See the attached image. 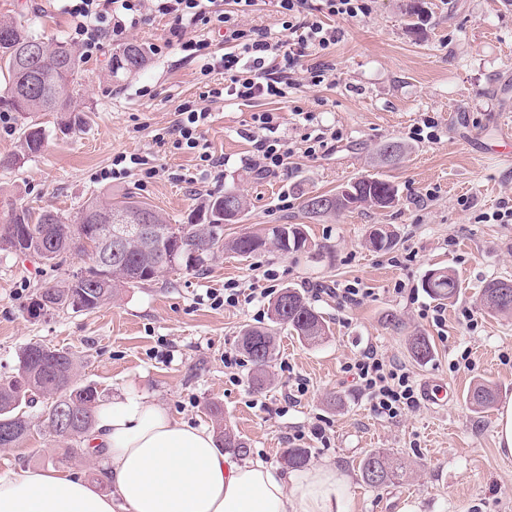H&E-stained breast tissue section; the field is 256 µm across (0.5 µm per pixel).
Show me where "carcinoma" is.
<instances>
[{"label":"carcinoma","instance_id":"cac0c4a2","mask_svg":"<svg viewBox=\"0 0 512 512\" xmlns=\"http://www.w3.org/2000/svg\"><path fill=\"white\" fill-rule=\"evenodd\" d=\"M0 31L4 32L0 37V72L6 73L8 79L6 94L0 96V110L29 118L36 112L66 115L73 111L81 62L79 50L63 40H46L15 21H0ZM29 40L42 43L44 51L40 58L22 63L23 44ZM146 63L144 48L130 43L112 55L110 69L115 77L129 75L143 69ZM21 139L23 152L36 154L44 144V129L31 120L23 124ZM396 196L397 189L389 181L366 176L348 184L345 192L318 196L325 202L318 209L313 206L312 198H307L304 209L317 216L364 206L387 208ZM227 202L226 194L206 200L196 207L188 224H172L161 213L131 196L105 204L96 198L89 199L82 205L74 224L66 223L57 211L47 207H15L7 222L0 224V250L30 254L47 261L74 252L91 260L87 268L39 288L28 307L29 314L35 318L51 312L96 310L110 301L118 288L146 285L166 270L183 268L202 272L215 254L226 248L240 256L268 247L283 254L305 250L308 235L302 224H276L261 234L244 235L224 243ZM108 211L149 215L154 247L142 249L138 243L130 242L124 264L112 267L97 264L94 247L108 233L104 222ZM500 283V279L487 282L480 301L494 314L511 315L512 305L491 300L493 288ZM422 288L435 299L450 300L456 295L457 282L450 271L437 269L426 276ZM285 296L289 299L286 315L280 311V301ZM267 317L273 327L249 328L240 340L241 349L262 373L275 356L273 328L291 331L311 346L324 341L330 331L327 321L296 288L285 289V293L270 302ZM408 346L419 361H427L433 355V347L425 336L409 337ZM78 365L75 354L59 349L50 354L45 346L37 343L19 351L15 375L0 382V422L9 421L15 426L13 433L0 438V447H17L31 431L32 421L20 413L29 394L43 397L42 425L49 436L65 440L85 436L92 430L100 395L95 386L76 380ZM498 398L497 388L487 382L476 383L468 394V401L476 410L490 408ZM54 405L66 408L71 417L70 427H59V416L52 410ZM210 413L220 445L246 452V444L224 429L221 407L212 405ZM309 459L305 448H287L282 453L284 464L290 468L301 467ZM360 470L365 483L374 488L398 476V468L380 451L367 454L360 462Z\"/></svg>","mask_w":512,"mask_h":512}]
</instances>
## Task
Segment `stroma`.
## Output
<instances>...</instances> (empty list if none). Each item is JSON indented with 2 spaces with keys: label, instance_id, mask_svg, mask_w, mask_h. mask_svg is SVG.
<instances>
[{
  "label": "stroma",
  "instance_id": "1",
  "mask_svg": "<svg viewBox=\"0 0 512 512\" xmlns=\"http://www.w3.org/2000/svg\"><path fill=\"white\" fill-rule=\"evenodd\" d=\"M350 20L322 15L339 39L326 57L331 66L318 87L297 79L283 101L216 99L203 130L223 166L201 169L193 154L156 143L172 126L178 106L196 99L200 63L181 52L150 56L131 76H111L118 50L106 43L84 60L76 124L60 129V116H36L45 130L40 153L15 168L0 169V224L12 208L49 206L66 221L89 197H135L174 224L191 219L197 203L224 191L240 193L241 220L225 225L224 238L259 233L275 224L305 225L310 249L284 255L274 249L241 257L224 250L205 271L162 272L151 284L119 289L90 313L56 312L30 317L25 306L43 283L89 264L70 253L57 264L0 251V381L14 375L17 355L30 343L66 350L82 365L78 380L97 387L108 402L133 391L163 403L176 417L214 429L210 405L224 411V427L240 436L247 455L281 468L287 448H306L311 465L331 463L348 478L346 512H512V456L498 449L500 408L512 404V316L489 313L481 290L492 279L512 280V223L484 221L502 199H512V162L494 151L512 133V5L505 0H368ZM12 19L48 39H67L69 20L58 0H0V20ZM279 113L278 136L293 152L284 171L254 168L252 115ZM434 121V139H415L422 120ZM327 135L326 147L302 151L307 136ZM401 142L394 165L381 163L380 147ZM150 156L161 173L112 180L119 154ZM364 175L391 181L398 197L388 208L310 216L306 197L335 192ZM380 225L394 246L371 248L367 234ZM451 270L459 290L437 301L421 287L433 269ZM363 289L344 303L338 286ZM229 287L236 306L214 307L208 295ZM285 287L300 289L328 321L330 332L310 346L290 332L276 333L277 351L264 387L240 338L268 323L269 301ZM442 307L445 320L429 313ZM476 327H467L463 310ZM398 325H389L387 315ZM427 336L429 362L409 351L412 334ZM368 348L407 371L415 386L433 380L456 390L453 401L417 409L394 420L373 411L349 373ZM469 365H459L462 353ZM238 360L224 365L225 355ZM487 381L499 390L496 407L474 411L470 387ZM32 408L30 435L0 451V474L26 468L81 474L99 483L101 458L83 440L54 441ZM384 451L401 463L399 480L369 487L361 459Z\"/></svg>",
  "mask_w": 512,
  "mask_h": 512
}]
</instances>
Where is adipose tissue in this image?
I'll use <instances>...</instances> for the list:
<instances>
[{
    "mask_svg": "<svg viewBox=\"0 0 512 512\" xmlns=\"http://www.w3.org/2000/svg\"><path fill=\"white\" fill-rule=\"evenodd\" d=\"M89 443L114 494L25 469L0 475V512H342L348 488L333 466L283 475L222 453L206 429L135 394L98 407Z\"/></svg>",
    "mask_w": 512,
    "mask_h": 512,
    "instance_id": "1",
    "label": "adipose tissue"
}]
</instances>
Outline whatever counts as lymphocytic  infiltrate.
<instances>
[{
  "label": "lymphocytic infiltrate",
  "instance_id": "obj_1",
  "mask_svg": "<svg viewBox=\"0 0 512 512\" xmlns=\"http://www.w3.org/2000/svg\"><path fill=\"white\" fill-rule=\"evenodd\" d=\"M276 2L282 27L277 36L244 23V16L252 12L256 0H64L63 11L71 19V41L88 58L105 43L123 40L131 30L147 24L152 15L173 17L174 27L161 43L151 45L152 54L178 49L186 58L201 61L202 76L215 74L220 81L206 85L198 99L181 103L175 124L167 132L156 133L155 138L161 141L173 136L177 149L195 154L202 165L216 167L220 161L200 134L211 118L206 100L226 96L243 101L284 99L299 70L309 85L320 86L327 78L329 65L321 62L306 66L302 60L326 54L335 45L338 32L317 21V14L354 18L365 10L362 0ZM200 26L220 32L225 43L230 44V52L217 53L211 41L193 36V29ZM273 57L281 58L280 68L269 67L268 61ZM252 121L262 132L255 142L256 169L264 174L284 170L292 149L277 136L278 114L256 112ZM345 370L357 380L379 415L394 419L420 404L410 375L376 350H364Z\"/></svg>",
  "mask_w": 512,
  "mask_h": 512
}]
</instances>
